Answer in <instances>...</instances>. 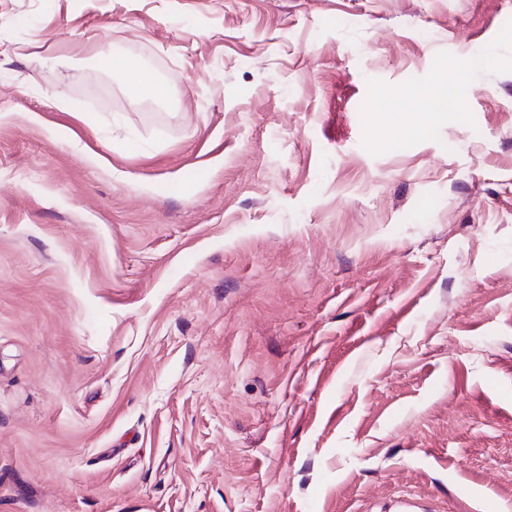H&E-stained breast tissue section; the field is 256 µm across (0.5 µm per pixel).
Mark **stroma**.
<instances>
[{"mask_svg":"<svg viewBox=\"0 0 512 512\" xmlns=\"http://www.w3.org/2000/svg\"><path fill=\"white\" fill-rule=\"evenodd\" d=\"M0 512H512V0H0ZM109 65L113 74L122 79L127 90L132 95L137 96L144 89L151 90L156 96L164 95V89L160 85L149 83L141 71L128 67L121 58L111 57Z\"/></svg>","mask_w":512,"mask_h":512,"instance_id":"obj_1","label":"stroma"}]
</instances>
